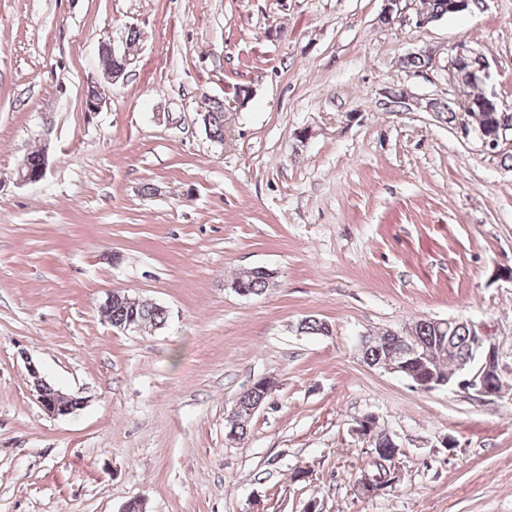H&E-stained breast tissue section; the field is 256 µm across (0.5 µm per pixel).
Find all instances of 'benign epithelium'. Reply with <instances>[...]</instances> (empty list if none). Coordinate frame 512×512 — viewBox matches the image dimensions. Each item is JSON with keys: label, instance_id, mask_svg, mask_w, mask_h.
Masks as SVG:
<instances>
[{"label": "benign epithelium", "instance_id": "7a95c632", "mask_svg": "<svg viewBox=\"0 0 512 512\" xmlns=\"http://www.w3.org/2000/svg\"><path fill=\"white\" fill-rule=\"evenodd\" d=\"M384 14L393 19V22L401 24H413L417 27H426L434 23V19L426 12L425 7L416 0L413 4V12L408 9L395 10L400 0H383ZM124 38L112 39L100 46V58L107 79L111 84H116L123 79L133 59L123 52ZM429 56V64L418 73L424 79L433 78V73L442 72L448 80V84L454 89L453 97L459 99L466 95V81H479L487 83L490 78V64L480 54L469 46L459 43L448 51V57L442 61L437 53L426 51ZM49 165L47 148H42L41 163L36 169H18V178L22 183H36L41 181ZM469 329L468 344L470 355L467 359L458 363V376L456 379L445 378L433 372L428 367H418L424 362L427 353L415 347L407 345V332H396L397 344L391 359L380 365L383 370L407 380L411 386L420 391H432L446 388L448 390L467 395L497 396L509 389V383L504 380L503 369L500 364L499 350L491 341L484 329L473 322L467 323ZM25 367L32 378L33 387L37 393L38 402L43 411L52 417L65 416L74 412V406L69 404L71 397L56 391L55 396L49 397L45 393L48 383L41 377L38 367L32 361H25ZM375 421V416L367 413L357 420L354 431L369 439L372 446L370 458L379 459L383 454L380 443L371 436L370 427ZM354 492L361 498H374L388 492V489L376 485L368 469L364 468L354 479Z\"/></svg>", "mask_w": 512, "mask_h": 512}]
</instances>
